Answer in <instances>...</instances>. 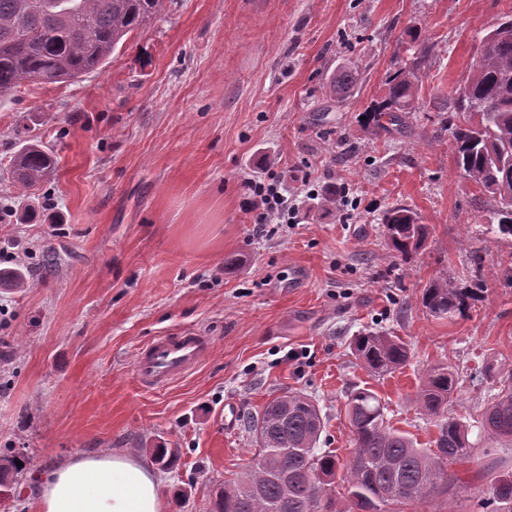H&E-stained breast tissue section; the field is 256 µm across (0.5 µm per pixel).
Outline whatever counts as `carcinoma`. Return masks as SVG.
<instances>
[{
    "label": "carcinoma",
    "instance_id": "obj_1",
    "mask_svg": "<svg viewBox=\"0 0 512 512\" xmlns=\"http://www.w3.org/2000/svg\"><path fill=\"white\" fill-rule=\"evenodd\" d=\"M163 0H0V95L27 82H61L99 69L127 36L145 28ZM355 71L343 68L330 81L342 99L353 87ZM458 95L467 120L447 118L458 167L497 202L487 229L512 237V171L494 161L512 152V17L507 15L480 40V53ZM418 85L413 71L401 69L388 82L383 99L364 112L367 121L403 126V113L416 111ZM52 160L35 141L26 142L13 160L12 175L21 189L36 187ZM381 224L396 251L421 247L425 225L404 207H392ZM472 288H454L435 278L421 293L422 305L436 316L464 313L475 299ZM352 349L371 374L391 371L409 358L398 336L367 332ZM473 421L445 413L458 388L446 365L431 367L417 392L422 414L435 418V448H419L405 433L386 424L385 406L370 389L353 391L345 412L352 448L338 457L318 448L324 421L318 404L301 392L271 398L262 412L246 419L257 445L247 469L233 484L215 489L211 512H336L335 487L344 489L349 512H389L390 505L419 504L448 491V462L474 458L472 428L491 439L512 438V375ZM22 473L15 456L0 455V480ZM493 512H512V475L483 490Z\"/></svg>",
    "mask_w": 512,
    "mask_h": 512
}]
</instances>
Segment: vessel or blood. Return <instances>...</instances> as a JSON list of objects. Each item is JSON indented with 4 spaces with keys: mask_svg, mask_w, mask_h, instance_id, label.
I'll list each match as a JSON object with an SVG mask.
<instances>
[{
    "mask_svg": "<svg viewBox=\"0 0 512 512\" xmlns=\"http://www.w3.org/2000/svg\"><path fill=\"white\" fill-rule=\"evenodd\" d=\"M206 353L202 336L187 331L179 336L157 337L134 361L142 384L160 387L184 377L196 368Z\"/></svg>",
    "mask_w": 512,
    "mask_h": 512,
    "instance_id": "b4317fda",
    "label": "vessel or blood"
}]
</instances>
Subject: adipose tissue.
I'll use <instances>...</instances> for the list:
<instances>
[{"instance_id": "obj_1", "label": "adipose tissue", "mask_w": 512, "mask_h": 512, "mask_svg": "<svg viewBox=\"0 0 512 512\" xmlns=\"http://www.w3.org/2000/svg\"><path fill=\"white\" fill-rule=\"evenodd\" d=\"M37 493L39 512H169L154 471L129 455L69 460L42 478Z\"/></svg>"}]
</instances>
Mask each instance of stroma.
Returning a JSON list of instances; mask_svg holds the SVG:
<instances>
[{"instance_id": "obj_1", "label": "stroma", "mask_w": 512, "mask_h": 512, "mask_svg": "<svg viewBox=\"0 0 512 512\" xmlns=\"http://www.w3.org/2000/svg\"><path fill=\"white\" fill-rule=\"evenodd\" d=\"M509 14L512 0H164L99 70L0 95V269L27 278L0 287V450L25 477L0 484V512H36L30 477L67 460L148 462L160 444L178 452L157 471L172 512H210L255 451L246 416L284 391L316 400L319 446L342 457L360 388L420 448L437 433L416 402L432 365L460 378L449 414L479 413L512 373V237L486 232L496 202L458 168L443 120ZM413 57L417 110L401 128L365 123ZM343 67L358 77L339 103ZM32 138L54 168L23 192L11 165ZM280 171L296 221L257 228L244 184ZM394 205L427 226L406 256L379 222ZM478 275L464 314L419 300L432 279ZM187 329L204 360L144 388L139 350ZM369 331L401 337L405 365L365 370L350 343ZM489 449L449 474L477 490L512 473V440Z\"/></svg>"}]
</instances>
